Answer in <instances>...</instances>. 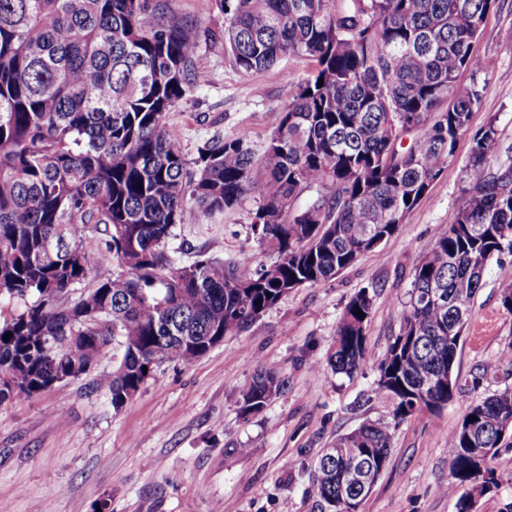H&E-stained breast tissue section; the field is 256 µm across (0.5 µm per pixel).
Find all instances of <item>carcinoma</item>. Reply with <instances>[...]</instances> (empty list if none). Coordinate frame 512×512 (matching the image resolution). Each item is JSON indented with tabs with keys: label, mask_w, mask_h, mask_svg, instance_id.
Here are the masks:
<instances>
[{
	"label": "carcinoma",
	"mask_w": 512,
	"mask_h": 512,
	"mask_svg": "<svg viewBox=\"0 0 512 512\" xmlns=\"http://www.w3.org/2000/svg\"><path fill=\"white\" fill-rule=\"evenodd\" d=\"M494 3H219L239 68L260 75L286 56L314 63L288 84L257 175L246 139L220 134L188 169L166 126L200 86L199 23L166 17L154 0H0V304L18 305L0 316V374L14 385L0 390V405L41 395L50 370L89 374L117 344V366L96 384L119 408L160 365L197 360L213 337L244 330L289 290L334 278L394 235L483 105L484 88L457 79L484 67L472 45ZM473 142L457 223L416 261L408 309L377 367L375 393L396 423L453 398L471 304L492 260L512 254V168L486 171L494 125ZM312 187L317 195L299 201ZM246 195L262 200L250 230L274 262L257 266L244 253L175 265L166 244L188 201L215 213ZM89 225L101 237L87 236ZM102 245L119 272L96 273ZM93 273L94 288L77 292ZM372 306L365 291L347 304L330 357L336 373L369 363ZM74 334L45 348L48 336ZM287 383L259 368L241 413L260 412ZM508 427L506 388L471 405L450 435L457 512L496 485L492 463ZM391 448L382 422L338 437L315 466L321 512H348L340 491L353 492L355 473L387 462Z\"/></svg>",
	"instance_id": "cac0c4a2"
}]
</instances>
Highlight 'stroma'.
I'll return each instance as SVG.
<instances>
[{
	"instance_id": "35a3bbf8",
	"label": "stroma",
	"mask_w": 512,
	"mask_h": 512,
	"mask_svg": "<svg viewBox=\"0 0 512 512\" xmlns=\"http://www.w3.org/2000/svg\"><path fill=\"white\" fill-rule=\"evenodd\" d=\"M168 15L197 20L209 34L195 65L201 87L169 112L188 162L214 134L242 135L256 160L285 108L284 87L307 77L310 61L290 57L255 75L238 68L224 47V16L216 0H162ZM485 62L462 72L478 81L484 105L473 112L447 170L435 180L396 233L330 281L292 289L250 327L190 364L170 362L122 407L96 387L120 358L111 348L94 373L57 384L43 395L0 404V512H321L313 468L338 436L369 421L392 419L374 389L381 360L398 334L422 251L456 223L468 189L472 135L497 131L487 170L512 166V0H496L473 44ZM261 201L246 196L212 215L189 203L167 248L177 263L196 256L229 262L250 253L271 263L250 231ZM512 255L484 274L456 353L458 388L438 410H421L393 429L389 462L360 512H456L448 436L470 406L512 388V311L499 288ZM373 298L366 326L373 362L348 377L329 356L336 326L359 291ZM287 377L288 387L259 413L242 415V393L259 367ZM496 488L475 512H512V432L494 460Z\"/></svg>"
}]
</instances>
